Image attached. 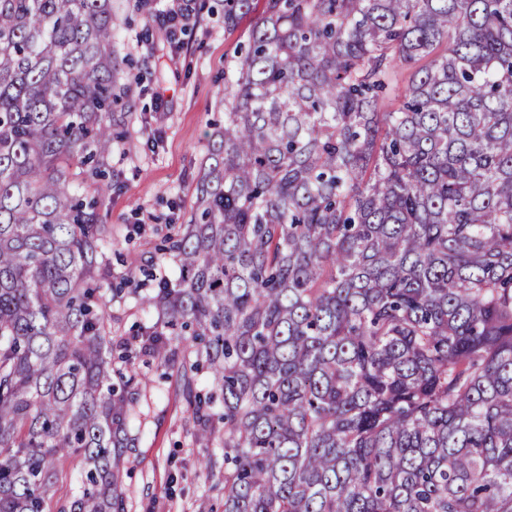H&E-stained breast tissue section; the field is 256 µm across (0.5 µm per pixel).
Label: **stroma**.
Returning <instances> with one entry per match:
<instances>
[{
    "label": "stroma",
    "mask_w": 512,
    "mask_h": 512,
    "mask_svg": "<svg viewBox=\"0 0 512 512\" xmlns=\"http://www.w3.org/2000/svg\"><path fill=\"white\" fill-rule=\"evenodd\" d=\"M195 16L177 40L138 10L136 0H112L118 19L112 49L127 89L113 125L105 190L87 184L105 223L112 226L106 257L115 277L149 290V277L176 279L173 263L157 248L170 225L184 223L195 199L196 175L208 148L207 134L223 120L218 97L224 68L234 61L252 24L224 29L223 0H197ZM114 336L136 335L152 311L133 299L105 308ZM145 378L130 427L135 446L126 456L127 512H223L224 450L196 443L186 431L189 411L176 371L161 375L154 361L134 360ZM212 458L213 469L201 468Z\"/></svg>",
    "instance_id": "35a3bbf8"
}]
</instances>
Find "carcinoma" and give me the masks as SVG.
<instances>
[{"mask_svg": "<svg viewBox=\"0 0 512 512\" xmlns=\"http://www.w3.org/2000/svg\"><path fill=\"white\" fill-rule=\"evenodd\" d=\"M116 26L0 0V512H126L139 374L72 189L105 176ZM222 101L178 279L112 297L154 309L134 340L224 444V512H512V0H264Z\"/></svg>", "mask_w": 512, "mask_h": 512, "instance_id": "carcinoma-1", "label": "carcinoma"}]
</instances>
